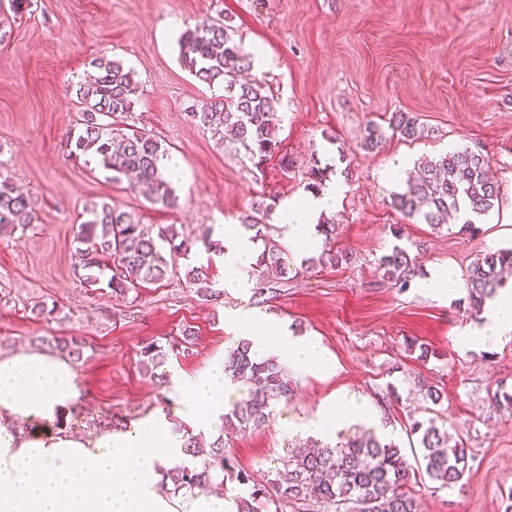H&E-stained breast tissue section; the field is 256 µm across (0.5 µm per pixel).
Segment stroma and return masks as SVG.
<instances>
[{
    "instance_id": "1",
    "label": "stroma",
    "mask_w": 512,
    "mask_h": 512,
    "mask_svg": "<svg viewBox=\"0 0 512 512\" xmlns=\"http://www.w3.org/2000/svg\"><path fill=\"white\" fill-rule=\"evenodd\" d=\"M203 18L224 19L246 47L264 48L271 65L258 77L276 100L289 168L275 158L254 166L240 144L189 120L224 93L179 60L181 31ZM102 55L122 60L139 84L128 124L153 134L181 163L175 208L151 206L128 181H112L71 153L68 137L82 127L75 86ZM393 112L413 115L424 137L388 133L379 148L364 149L368 126ZM463 148L487 158L501 192L478 232L434 227L391 208L414 171ZM398 155L406 166L386 180ZM315 163L343 187L332 215L335 247L349 263L314 264L294 253L272 291L262 292L256 279L225 293L224 265L203 235L238 223L268 197L282 204L307 195ZM0 170L28 190L38 216L0 233V355L37 350L40 336L84 337L88 346L74 364L84 401L72 427L86 431L112 414L132 420L162 407L167 389L140 365L145 341L193 326L190 356L163 366L192 373L241 340L225 326L226 310L257 309L319 340L333 366L297 375L295 398L277 402L260 429L225 430L224 444L243 469L262 483L275 478L288 450L310 441L302 421L336 395H355L375 409L376 434L403 453L411 451L412 419L430 417L471 449L458 484L413 482L419 512H505L512 407L493 396L512 393V339L461 350L457 328L477 321L467 293L439 300L419 281L441 268L464 274L478 257L512 247V0H32L20 15L0 0ZM102 201L189 236L194 246L177 268H204L220 298L204 300L175 277L133 300L103 283L84 286L75 276V237L86 207ZM398 244L418 263L404 289L378 266ZM39 301L53 315L34 314ZM412 340L428 345L427 359L409 349ZM425 384L440 401L426 399ZM389 390L394 399H386Z\"/></svg>"
}]
</instances>
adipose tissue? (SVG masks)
Instances as JSON below:
<instances>
[{"label": "adipose tissue", "instance_id": "1", "mask_svg": "<svg viewBox=\"0 0 512 512\" xmlns=\"http://www.w3.org/2000/svg\"><path fill=\"white\" fill-rule=\"evenodd\" d=\"M339 194V185L330 184L281 207L278 221L298 250L315 243L313 220L335 209ZM222 239L225 288L247 287L254 243L232 224L223 227ZM225 324L245 330L255 352L283 358L295 372L312 374L331 364L319 341L292 337L266 315L232 310ZM510 333L512 289L486 300L479 323L458 331L455 342L466 349ZM168 389V409L124 428L103 425L80 433L69 426L83 402L69 361L47 351L0 356V512H237L229 494L159 488L163 471L185 458L173 421L202 434L220 424L233 393L223 358L192 374H172ZM31 421L36 429H28ZM359 421L373 424L377 417L365 400L343 395L323 404L305 428L327 438Z\"/></svg>", "mask_w": 512, "mask_h": 512}]
</instances>
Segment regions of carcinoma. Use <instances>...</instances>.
Returning <instances> with one entry per match:
<instances>
[{"instance_id":"cac0c4a2","label":"carcinoma","mask_w":512,"mask_h":512,"mask_svg":"<svg viewBox=\"0 0 512 512\" xmlns=\"http://www.w3.org/2000/svg\"><path fill=\"white\" fill-rule=\"evenodd\" d=\"M180 61L199 82L224 88L218 102L190 113V117L213 135L229 131L255 165H262L279 152V128L275 100L257 79L241 81L238 76L252 69L253 54L229 33V26L203 20L186 28L179 37ZM93 73L77 84L75 94L84 105L81 133L74 140L73 153L91 156L99 166L112 172V180L134 175V191L146 202L162 207L176 204L175 174L163 161L169 153L144 131L114 127L107 119L127 117L139 93L131 69L117 58L100 56L91 62ZM392 132L407 140L422 137L424 127L407 112H393L388 118ZM488 160L467 148L447 152L426 164L421 175L406 183L395 195L392 207L403 215L419 217L426 224L439 225L457 213L460 202L470 212L482 216L499 203L500 188L488 177ZM275 203L262 204L245 215L241 224L257 228ZM88 218L79 225L75 242L80 259L81 282L95 286L107 280L112 293L126 298L147 284L164 281L177 274L175 258L190 251L188 240L180 238L174 225L155 228L139 222L132 214L107 203L86 209ZM35 216L29 193L0 171V227L31 224ZM384 276L404 288L414 270V259L397 246L380 259ZM512 267V248L489 252L474 261L464 274V284L472 308L480 312L487 299L501 285L500 274ZM285 248L273 238L264 239V248L255 263L257 277L280 280L288 273ZM196 332L184 328L165 342H147L140 351L142 365L151 372L164 364L169 354L189 355ZM51 353L78 360L87 347L81 336L39 338ZM224 374L233 382L249 387L248 398L224 410L221 422L247 432L264 425L271 404L291 399L297 389L288 371L275 358L259 357L250 343L237 344L224 359ZM410 433L418 436L421 448L416 467H411L397 444L365 430L331 444L320 441L307 452L291 453L281 460L282 469L269 485L256 482L238 467L224 445L220 432L209 445L207 457L198 461V441L183 427L184 461L165 472L172 490L206 489L213 483L229 481L249 488L239 500L238 512H282L315 500L334 512H418V503L406 489L410 473L417 470L442 487L459 483L469 470L468 448L451 442L448 429L433 419L415 420Z\"/></svg>"}]
</instances>
